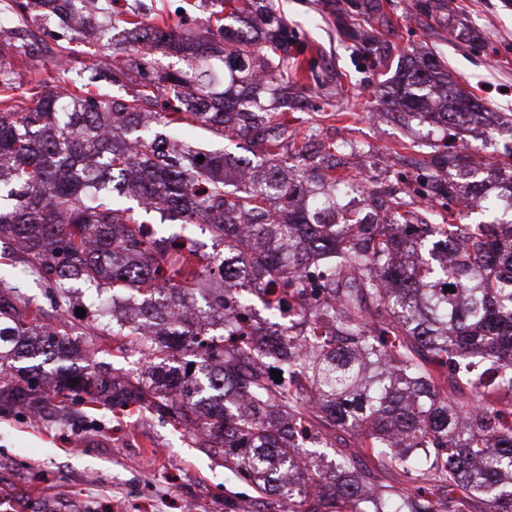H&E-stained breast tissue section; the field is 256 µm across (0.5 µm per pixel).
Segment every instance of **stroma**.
Segmentation results:
<instances>
[{"label": "stroma", "mask_w": 512, "mask_h": 512, "mask_svg": "<svg viewBox=\"0 0 512 512\" xmlns=\"http://www.w3.org/2000/svg\"><path fill=\"white\" fill-rule=\"evenodd\" d=\"M186 31L206 34V13L192 0H138ZM288 24L293 50L311 70L295 88L290 129L312 155L334 149L340 168L367 171L373 186L401 188V175L427 168L440 142L434 126L401 112L379 110L375 92L402 59L432 53L448 75L495 112L493 126L465 136L472 162L502 158L508 136L497 124L512 119V0H453L448 18L417 15L410 0H271ZM56 27L47 21L15 40L27 45L41 78L55 72ZM0 269L17 274L32 304L53 312L55 324L79 336L94 362L116 375L138 371L134 347L114 357L112 294L71 282L68 312H54L56 289L25 274L9 241L0 242ZM85 317H78L77 308ZM275 489L260 491L224 468L192 433L174 429L145 407L86 408L38 418L19 410L0 414V512H282Z\"/></svg>", "instance_id": "1"}]
</instances>
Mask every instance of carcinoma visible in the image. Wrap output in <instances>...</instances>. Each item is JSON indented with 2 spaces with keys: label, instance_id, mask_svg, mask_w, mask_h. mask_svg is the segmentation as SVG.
<instances>
[{
  "label": "carcinoma",
  "instance_id": "cac0c4a2",
  "mask_svg": "<svg viewBox=\"0 0 512 512\" xmlns=\"http://www.w3.org/2000/svg\"><path fill=\"white\" fill-rule=\"evenodd\" d=\"M92 2L0 7V240L58 289V311L72 281L109 288L114 300L143 296L149 336L123 326L112 335L139 337L154 375L109 380L75 367L82 348L0 284V412L41 414L76 396L94 405L107 392L114 406L147 404L186 431L202 427L203 447L259 489L298 471L302 456L288 512H317L312 501L326 512H472L474 498L481 512H512V163L485 170L507 198L489 224H461L449 208L428 224L405 192L373 188L363 207L345 202L341 189L356 175L336 173L330 158L312 168L280 121L288 68L301 79L310 63L288 62V27L265 0L236 10L265 15L269 56L247 30L223 32L220 44L155 24L149 50L178 56L181 67L148 81L122 47L79 66L78 55L93 51L60 44L59 88H24L15 31L53 17L84 45ZM120 2L111 0L107 18L136 40L148 28ZM228 2L199 7L219 23ZM379 103L444 126L438 165L462 160L451 151L456 137L483 117L435 59ZM186 125L242 139L248 155L194 146ZM241 165L251 182L239 179ZM430 179L431 201L458 193L436 172ZM153 213L204 225L223 251L182 249L178 232L146 234ZM441 244L454 250L445 262ZM194 295L206 309L175 317ZM254 297L298 321L255 332ZM272 353L288 365L285 385L269 379ZM316 421L323 430L313 431ZM338 430L353 447L336 449L327 473L306 444L332 448ZM388 467L393 485L383 481Z\"/></svg>",
  "mask_w": 512,
  "mask_h": 512
}]
</instances>
